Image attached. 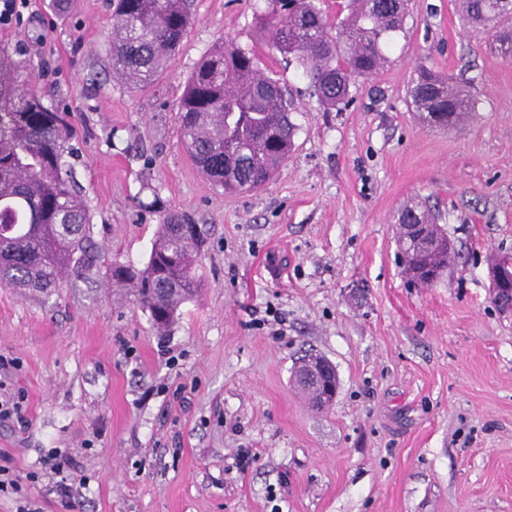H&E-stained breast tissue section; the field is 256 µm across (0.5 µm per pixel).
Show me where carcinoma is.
<instances>
[{"instance_id":"1","label":"carcinoma","mask_w":512,"mask_h":512,"mask_svg":"<svg viewBox=\"0 0 512 512\" xmlns=\"http://www.w3.org/2000/svg\"><path fill=\"white\" fill-rule=\"evenodd\" d=\"M256 39L274 45L310 76L320 104L331 110L349 100L357 78L388 62L390 34L401 29L407 0H346L344 17L329 22L320 0H270ZM467 22L497 30L512 54V0H463ZM190 0H112V74L136 87H150L167 69L191 26ZM29 61L0 49V287L46 292L65 276L105 271L114 284L135 289L152 324L169 328L180 306L198 288L195 265L200 238L186 219L162 210V224L149 260L102 263L95 250L93 214L65 157L75 137L70 113L47 106L25 88ZM426 125L458 127L475 111L461 89L422 67L409 88ZM180 136L193 161L224 191L246 192L270 181L288 159L297 126L279 81L258 66L254 50L212 52L188 77L178 101ZM430 219L441 240L447 232L435 217L404 206L401 224Z\"/></svg>"}]
</instances>
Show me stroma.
<instances>
[{"label": "stroma", "instance_id": "obj_1", "mask_svg": "<svg viewBox=\"0 0 512 512\" xmlns=\"http://www.w3.org/2000/svg\"><path fill=\"white\" fill-rule=\"evenodd\" d=\"M110 0H31L0 46L78 130L75 179L106 261L144 265L156 206L199 224L195 295L158 334L130 289L72 278L50 295L0 288V455L20 476L0 512H512V315L489 264L512 255V56L468 27L460 0H409L388 61L324 110L309 78L254 39L267 0H193L194 22L154 87L112 78ZM256 52L299 130L263 187L227 193L180 137L176 103L221 40ZM476 102L459 130L423 125L418 66ZM429 207L458 253L422 288L396 219ZM336 368L329 408L293 375ZM71 457L74 508L44 458Z\"/></svg>", "mask_w": 512, "mask_h": 512}]
</instances>
